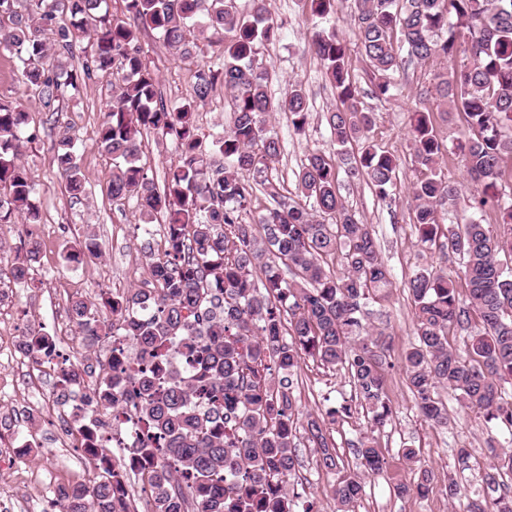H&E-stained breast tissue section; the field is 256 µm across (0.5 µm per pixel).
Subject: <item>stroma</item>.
<instances>
[{"label":"stroma","mask_w":512,"mask_h":512,"mask_svg":"<svg viewBox=\"0 0 512 512\" xmlns=\"http://www.w3.org/2000/svg\"><path fill=\"white\" fill-rule=\"evenodd\" d=\"M270 10L280 25L277 41L266 47L263 64L272 66L275 74L268 84V93L278 99L285 95L291 83H300L306 93L311 116L303 132H295L286 115H277L273 130L283 144V156L276 174L283 178L288 191H295V174L307 154L320 150L336 151L325 122L326 112L336 106V95L323 74L318 59L310 52L308 42L313 32L310 15L302 9V0H269ZM140 41L148 52L160 88L169 104L188 97L199 65L215 60L212 49H205L193 58L182 59L167 48L150 28H143ZM353 75L360 90L359 99L365 108L376 114V125L370 137L372 144L395 155L401 163L400 197L396 206L378 201L365 182L341 181L340 194L346 205L360 218L373 225L382 255L391 269L396 287L385 302L382 313L373 315L374 324L388 328L397 351H404L413 339L411 300L406 281L417 271L440 264L437 251L418 245L413 227L414 202L407 190L414 174L411 167V143L408 135V114L418 101L421 88L431 86L433 68L415 63L406 65L397 75L392 96L380 100L373 96L371 83L360 59L352 61ZM112 97L106 79L90 82L79 96L63 105L66 121L79 138L82 167L89 179L88 196L74 203L65 189L53 157L55 136L47 124V116L37 106H30L29 120L39 128L40 136L25 144L23 161L34 173L38 186L41 214L42 258L30 281L16 283L9 263L0 264V292L8 295L9 307L0 316V336H22L45 330L56 338L58 348L68 349L72 358L96 362L103 358L99 347H86L78 340V329L70 321L68 307L77 299L99 301L101 293H123L131 288L145 287L150 280L147 243H159L163 230L138 229L134 206L112 201L108 184L112 177V162L96 144V131ZM449 149L443 172L460 188V205H469L477 187L463 171L456 144L463 126L458 118L439 123ZM93 234L99 244L97 256L87 259L79 269L67 266V247L78 244L85 234ZM386 392L395 414L385 427L375 431L380 447L386 448L388 466L383 473L366 477V494L358 512H464L467 503L482 491L479 471H465L461 476V491L455 501L443 493L448 474L454 471L455 451L470 449L473 457L483 458L487 429L478 416L449 402L451 422L441 428L424 421L418 414L407 388L401 367H394L387 376ZM353 389L347 376L330 371L313 361H305L297 390L301 415L320 414L323 401L339 404L350 399ZM19 443L34 442L29 457L21 463L0 461V495L9 494L11 512H35L39 497L49 488V478L67 462L69 451L63 448L55 430L40 425L32 418L0 434ZM413 448L416 462L403 459L401 451ZM302 466L294 486L305 498L317 503L322 512H332V475L316 470L313 451L298 450ZM428 468L434 480L426 497L399 499L393 496L395 481L412 482L420 469Z\"/></svg>","instance_id":"1"}]
</instances>
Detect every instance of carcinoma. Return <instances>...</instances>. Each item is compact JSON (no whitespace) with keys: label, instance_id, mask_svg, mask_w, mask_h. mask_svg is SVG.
<instances>
[{"label":"carcinoma","instance_id":"1","mask_svg":"<svg viewBox=\"0 0 512 512\" xmlns=\"http://www.w3.org/2000/svg\"><path fill=\"white\" fill-rule=\"evenodd\" d=\"M106 0H0V49L15 59L27 97L48 113L55 127L62 104L89 82L112 78V103L98 127V148L112 157V199L134 202L139 221L164 225L161 251L150 253V288L101 296L102 304L79 299L71 319L83 336H118L163 364L169 345L184 339L205 360L206 376L191 384L169 366L165 386L138 372L129 359L127 376L106 374L99 387L111 408L124 404V386L134 393L143 448L160 458L148 478L152 512H318L311 503L296 510L301 494L291 486L301 460L300 439L312 448L316 468L335 476L336 512H355L365 493L362 473L339 457L334 426L355 414L372 429L393 416L385 391L395 367L385 330L370 322L373 306L395 288L372 226L363 223L340 195L339 175L364 181L388 205L397 200L398 159L369 142L375 116L360 107L345 38L336 27L313 32L312 46L336 94L326 122L338 149L307 155L295 196L269 176L281 155L267 123L276 112L293 128L307 124L309 107L295 82L281 99L267 84L274 71L259 62L279 37L268 0H122L121 13L103 10ZM311 16L329 21L335 0H307ZM351 24L372 93L388 99L403 58L421 66L443 65L432 87L437 110L419 101L410 113L411 163L418 173L411 189L418 242L436 248L443 262L464 269L467 301L460 299L447 268L424 269L407 282L414 342L400 364L420 415L434 426L450 422L445 396L484 419L490 430L487 457L457 450L460 471L483 472L482 497L466 512H512V189L498 187L504 158L512 159V0H353ZM156 31L182 56L197 42L223 44L217 62L194 74L193 95L172 107L140 43V26ZM91 44L80 57L83 40ZM471 47L470 64L450 65L460 40ZM230 94L231 123L200 137L194 111L217 84ZM462 117L463 167L483 190L471 209L492 207L494 228L462 213L455 224L439 222L454 208L458 186L445 178L448 147L436 118ZM177 146V160L159 188L142 162L143 135ZM38 138L21 103L0 100V224L23 219L40 223L37 183L20 160L25 142ZM221 156L224 162L216 160ZM54 161L76 201L88 179L77 139L62 134ZM264 196L267 204L259 203ZM98 252L88 235L65 256L79 268ZM40 254L31 237L14 256L11 274L26 280ZM339 262L340 271L330 267ZM107 307L112 318L101 317ZM465 334L464 347L451 333ZM348 373L354 396L308 417L297 435L295 377L306 359ZM364 471L378 473L386 458L374 437L351 442ZM432 471L420 481L393 485L394 497L423 496ZM124 474L103 469L90 488L64 496L62 512H122L116 493Z\"/></svg>","mask_w":512,"mask_h":512}]
</instances>
